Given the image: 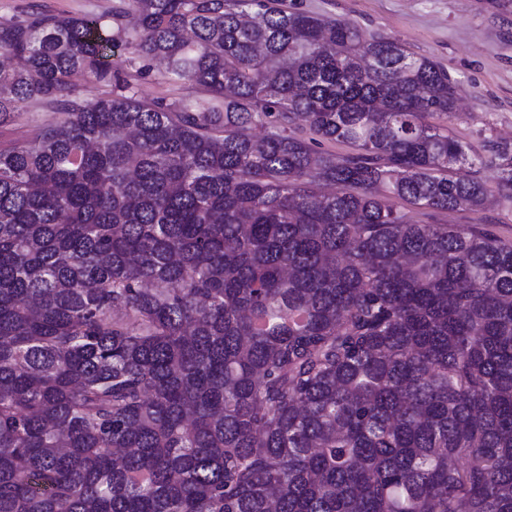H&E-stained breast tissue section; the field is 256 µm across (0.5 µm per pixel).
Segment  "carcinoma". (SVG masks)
Instances as JSON below:
<instances>
[{
	"instance_id": "cac0c4a2",
	"label": "carcinoma",
	"mask_w": 512,
	"mask_h": 512,
	"mask_svg": "<svg viewBox=\"0 0 512 512\" xmlns=\"http://www.w3.org/2000/svg\"><path fill=\"white\" fill-rule=\"evenodd\" d=\"M115 47L205 96L139 99ZM0 50V126L59 113L0 149V512H512V244L390 202H512L509 149L426 121L442 65L279 0ZM57 114L41 104H32L16 112L12 120L0 126V148L8 147L16 141L29 138L36 130L53 124Z\"/></svg>"
}]
</instances>
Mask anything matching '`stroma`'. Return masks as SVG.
Returning a JSON list of instances; mask_svg holds the SVG:
<instances>
[{"label":"stroma","mask_w":512,"mask_h":512,"mask_svg":"<svg viewBox=\"0 0 512 512\" xmlns=\"http://www.w3.org/2000/svg\"><path fill=\"white\" fill-rule=\"evenodd\" d=\"M118 0H0V20L26 19L31 7L60 15H101ZM289 10L352 21L367 33L402 43L409 52L444 65L456 86L457 112L434 115L472 153L485 156L493 144L512 149V0H286ZM57 114L29 105L0 126V148L53 124ZM418 224L484 228L512 243V204L481 212L436 213L408 207Z\"/></svg>","instance_id":"obj_1"}]
</instances>
